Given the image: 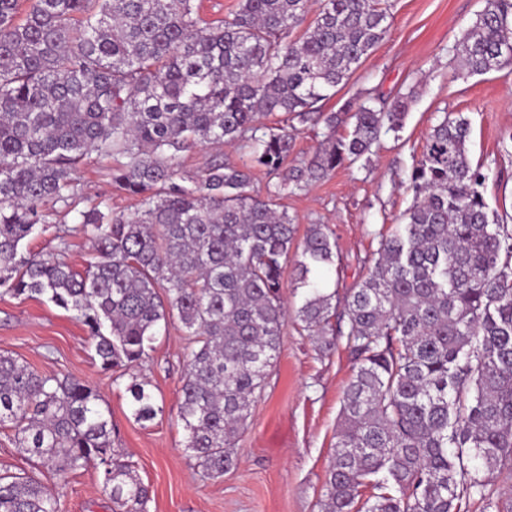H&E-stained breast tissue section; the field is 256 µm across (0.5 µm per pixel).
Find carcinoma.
<instances>
[{"instance_id":"carcinoma-1","label":"carcinoma","mask_w":512,"mask_h":512,"mask_svg":"<svg viewBox=\"0 0 512 512\" xmlns=\"http://www.w3.org/2000/svg\"><path fill=\"white\" fill-rule=\"evenodd\" d=\"M238 0L208 23L195 0H0V291L44 297L88 331L102 369L142 361L175 315L190 336L179 418L205 476L236 465V443L278 357L283 279L305 289L294 317L322 357L344 345L353 376L320 512H512V225L490 209L469 159L470 124L444 112L408 175L414 202L379 237L350 292L312 280L336 243L311 224L301 244L277 200L371 153L403 127L415 90L387 107L350 99L323 112L389 32L382 0ZM470 75L512 63V0H486L455 46ZM281 114L286 124L261 119ZM353 125L339 128L346 119ZM321 147L262 196L250 169L218 156L179 175V153L238 143L273 177L298 128ZM116 160L112 184L143 198L133 216L80 207L87 152ZM53 200L74 214L97 260L85 272L24 250ZM136 420L159 408L126 385ZM0 428L64 481L103 468L112 512H147L149 489L112 448L94 386L0 353ZM0 512H60L34 472L0 474Z\"/></svg>"}]
</instances>
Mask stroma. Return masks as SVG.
<instances>
[{"label": "stroma", "instance_id": "1", "mask_svg": "<svg viewBox=\"0 0 512 512\" xmlns=\"http://www.w3.org/2000/svg\"><path fill=\"white\" fill-rule=\"evenodd\" d=\"M389 3V35L323 109L339 110L365 90L389 101L412 85L417 97L403 128L383 135L368 160L337 169L279 201L298 233L311 224L329 226L338 258L323 279L342 292L372 265L379 247L376 231L399 223L412 205L408 175L438 113L453 112L469 121V157L487 176L484 197L490 208L512 215V74L467 75L453 61L455 45L484 0ZM113 166L111 157L89 152L73 173L74 186L86 206L135 214L141 199L113 186ZM61 210L58 203L44 205L43 232L28 247L57 253L75 270H84L93 249L80 224L62 217ZM186 345L179 319L170 317L148 357L127 367L118 380L102 369L73 313L43 298L0 294V352L38 372L66 374L100 391L112 414L114 448L150 487L148 512H316L335 451L341 398L352 376L347 351L340 347L320 357L310 338L288 322L279 357L238 441V462L212 480L186 450L179 420ZM131 376L148 383L159 407L153 420L135 419L125 390ZM43 480L59 493L61 512H112L102 470L89 467L62 483L47 469Z\"/></svg>", "mask_w": 512, "mask_h": 512}]
</instances>
